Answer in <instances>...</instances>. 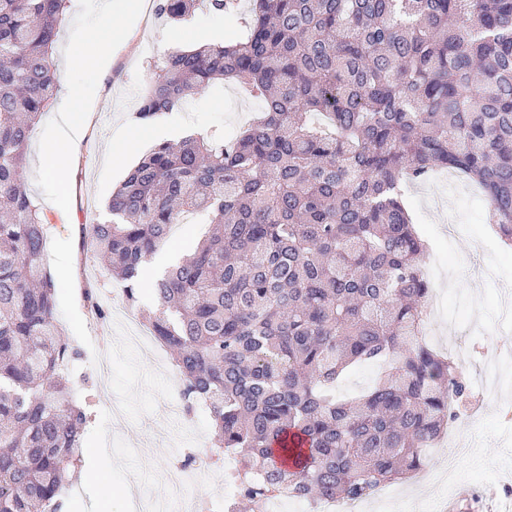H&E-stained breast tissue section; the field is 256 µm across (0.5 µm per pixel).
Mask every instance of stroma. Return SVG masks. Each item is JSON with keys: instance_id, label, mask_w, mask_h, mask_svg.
I'll list each match as a JSON object with an SVG mask.
<instances>
[{"instance_id": "obj_1", "label": "stroma", "mask_w": 512, "mask_h": 512, "mask_svg": "<svg viewBox=\"0 0 512 512\" xmlns=\"http://www.w3.org/2000/svg\"><path fill=\"white\" fill-rule=\"evenodd\" d=\"M90 4L91 0H70L55 44V63H62L70 43L99 27ZM248 9V0H233L224 12L201 8L177 23L154 17L151 23H139L105 73L90 69L68 73L69 81L86 87L90 128L74 147V166L63 177L70 194L67 203L57 201L38 162L44 142L55 131L53 112L42 115L28 145L24 179L46 228L44 261L56 283V319L67 339L81 350L71 370L75 394L93 407L82 447L98 449L99 454L84 464L109 472L103 485L76 481L71 489L75 512H86L95 500L102 502L104 512H127L135 477L154 496L164 497L167 487L160 475L179 461L172 439L156 432L168 393L151 358L134 350H113L112 373L104 380L85 347L87 337L104 335L105 329L87 316L83 291L90 286L111 287L112 281L93 246H79L76 229L112 220L105 203L127 169L109 162L107 150L126 131L150 77L151 63L167 53L158 44L159 35H178L183 48L191 49L199 34L218 28L231 41L243 35ZM259 109V101L235 83H225L220 90L200 89L182 108L173 139L215 133L233 136ZM408 199L415 229L426 244L424 266L432 271L438 305L437 314L429 318L425 340L451 354L467 377L471 394L483 396L476 411L461 414L449 426L450 432L470 443L471 451L459 458L455 477L439 499L448 501L464 489L469 496L459 502L456 512H512V367L497 388H480L487 357L512 359V317L501 313L504 298L512 297V250L502 247L488 224L479 190L460 178L434 175L411 187ZM116 397L127 402V418L121 423L112 420Z\"/></svg>"}]
</instances>
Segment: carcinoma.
<instances>
[{"label": "carcinoma", "instance_id": "carcinoma-1", "mask_svg": "<svg viewBox=\"0 0 512 512\" xmlns=\"http://www.w3.org/2000/svg\"><path fill=\"white\" fill-rule=\"evenodd\" d=\"M67 2L0 0V512H71L91 420L24 185ZM197 5L156 10L177 22ZM226 81L261 115L229 143L154 146L112 192V222L79 225V245L135 306L173 226L211 213L205 242L151 285L149 325L187 409L208 408L251 512L284 486L312 505L366 499L425 467L469 393L420 336L432 286L404 186L461 173L512 246V0H250L240 39L153 64L135 119ZM368 362L386 365L373 385L336 398Z\"/></svg>", "mask_w": 512, "mask_h": 512}]
</instances>
